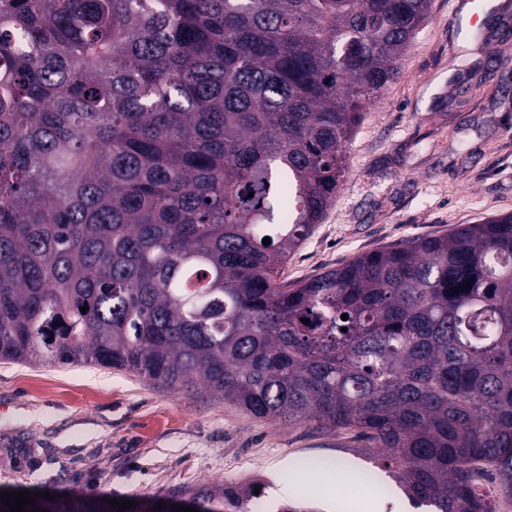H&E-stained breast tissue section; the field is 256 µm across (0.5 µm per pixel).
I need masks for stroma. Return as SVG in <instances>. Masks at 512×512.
Returning a JSON list of instances; mask_svg holds the SVG:
<instances>
[{
	"label": "stroma",
	"mask_w": 512,
	"mask_h": 512,
	"mask_svg": "<svg viewBox=\"0 0 512 512\" xmlns=\"http://www.w3.org/2000/svg\"><path fill=\"white\" fill-rule=\"evenodd\" d=\"M433 0L348 145L349 172L320 224L283 265L291 283L403 239L512 212V0H469L474 30ZM345 462L350 484L333 482ZM351 436L247 416L205 380L170 390L97 365L0 361V490L60 496L182 499L210 485L261 479L276 512L281 480L313 512H416L390 494Z\"/></svg>",
	"instance_id": "obj_1"
}]
</instances>
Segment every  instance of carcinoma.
Wrapping results in <instances>:
<instances>
[{
  "instance_id": "carcinoma-1",
  "label": "carcinoma",
  "mask_w": 512,
  "mask_h": 512,
  "mask_svg": "<svg viewBox=\"0 0 512 512\" xmlns=\"http://www.w3.org/2000/svg\"><path fill=\"white\" fill-rule=\"evenodd\" d=\"M431 6L0 0V360L203 378L365 441L416 506L496 512L476 486L512 494V213L277 282ZM259 485L193 498L262 512Z\"/></svg>"
}]
</instances>
